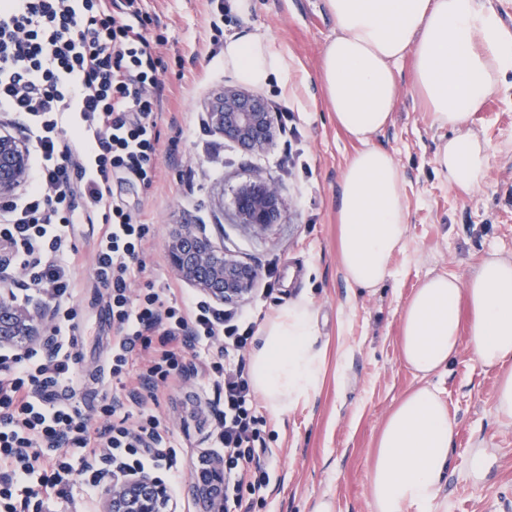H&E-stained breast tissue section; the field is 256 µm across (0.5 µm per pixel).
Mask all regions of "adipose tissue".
I'll use <instances>...</instances> for the list:
<instances>
[{
  "instance_id": "ef3b65f1",
  "label": "adipose tissue",
  "mask_w": 512,
  "mask_h": 512,
  "mask_svg": "<svg viewBox=\"0 0 512 512\" xmlns=\"http://www.w3.org/2000/svg\"><path fill=\"white\" fill-rule=\"evenodd\" d=\"M336 34L321 56L319 82L337 126L359 143L336 200L340 263L348 284L374 288L392 274L407 233L404 185L392 154L373 142L391 122L404 59L411 90L443 135L438 172L464 192L487 179L488 145L470 123L512 72V27L488 0H325ZM224 64L245 85L288 73L266 36L224 45ZM469 339L479 364L495 371L494 411L512 425V257L491 253L466 277L426 278L408 299L399 336L405 364L423 380L389 413L369 473L372 512H426L452 465L457 423L431 376ZM326 348L313 314L299 302L260 328L250 382L277 415L307 404L322 388Z\"/></svg>"
}]
</instances>
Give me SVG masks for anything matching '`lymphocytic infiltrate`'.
<instances>
[{"label":"lymphocytic infiltrate","mask_w":512,"mask_h":512,"mask_svg":"<svg viewBox=\"0 0 512 512\" xmlns=\"http://www.w3.org/2000/svg\"><path fill=\"white\" fill-rule=\"evenodd\" d=\"M168 43L146 0H0V113L23 116L30 158L25 192L0 202V240L57 316L50 350H30L0 373V512L52 506L79 481L95 491L115 467L162 466L177 484L174 445L146 406L159 404V382L182 374L190 357L224 396L213 435L224 458V512H240L243 494L264 496L271 483L272 450L242 355L254 324L170 287L131 291L145 271L150 227L112 184L149 190L158 178ZM77 197L102 219L94 277L115 327L108 374L118 383L137 374L146 388L100 404L104 427L74 389Z\"/></svg>","instance_id":"1"}]
</instances>
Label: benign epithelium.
<instances>
[{
	"label": "benign epithelium",
	"instance_id": "benign-epithelium-1",
	"mask_svg": "<svg viewBox=\"0 0 512 512\" xmlns=\"http://www.w3.org/2000/svg\"><path fill=\"white\" fill-rule=\"evenodd\" d=\"M210 127L250 151H263L272 142L270 112L265 101L238 88H226L207 112ZM29 175V155L0 118V199L14 196ZM241 223L256 232L273 224L286 202L275 185L256 179L239 188L234 197ZM171 263L186 281L208 299L223 305L238 301L258 277L256 269L224 253L193 224H183L168 241ZM19 278L10 259L0 252V350L18 360L37 343L50 340L52 308L43 303L31 310L14 299ZM224 468L215 463L193 477L191 493L202 512H224L219 490ZM177 500L165 480L153 471L112 474L106 478L100 512H177Z\"/></svg>",
	"mask_w": 512,
	"mask_h": 512
}]
</instances>
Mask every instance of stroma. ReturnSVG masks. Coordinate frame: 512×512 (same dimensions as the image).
I'll return each instance as SVG.
<instances>
[{
  "label": "stroma",
  "instance_id": "stroma-1",
  "mask_svg": "<svg viewBox=\"0 0 512 512\" xmlns=\"http://www.w3.org/2000/svg\"><path fill=\"white\" fill-rule=\"evenodd\" d=\"M148 6L170 37L167 57L183 60L164 75V117L177 120L185 134L176 153L162 156L151 194L132 184L113 187L115 197L151 226L146 272L136 285L168 283L195 294L171 266L167 245L180 225L197 224L225 253L260 273L234 310L261 326L295 302L308 303L329 358H340L342 368L328 370L308 404L281 416L266 414L263 430L274 475L265 498L249 502V512H314L322 502L330 512H371L368 473L375 437L391 406L421 383L399 355L407 300L427 276L468 273L491 251L512 256V74L471 122L488 144L490 161L485 186L468 194L436 170L441 132L414 97L411 63L403 61L391 122L375 142L392 153L403 174L407 238L392 259L391 277L360 289L345 282L338 259L336 189L358 145L337 127L318 86L321 53L335 34L324 0H253L249 14L224 17L225 39L262 33L288 59L287 84L276 81L254 93L269 104L285 103L299 138L289 146L274 138L260 153L199 125L209 102L237 83L222 56L210 54L209 0H148ZM256 178L274 184L286 201L277 221L259 233L240 223L233 204L235 190ZM99 230V216L76 204L71 243L82 263L74 271L81 357L75 388L88 409L109 388L103 368L112 347V322L93 275ZM429 382L458 423L453 467L430 512H512V427L495 415V374L478 364L465 341L448 370ZM212 398L207 376L198 374L175 380L155 409L173 434L182 468L179 512H197L190 477L199 452L211 446L207 427L190 409ZM480 443L491 460L486 477L477 481L468 461Z\"/></svg>",
  "mask_w": 512,
  "mask_h": 512
}]
</instances>
